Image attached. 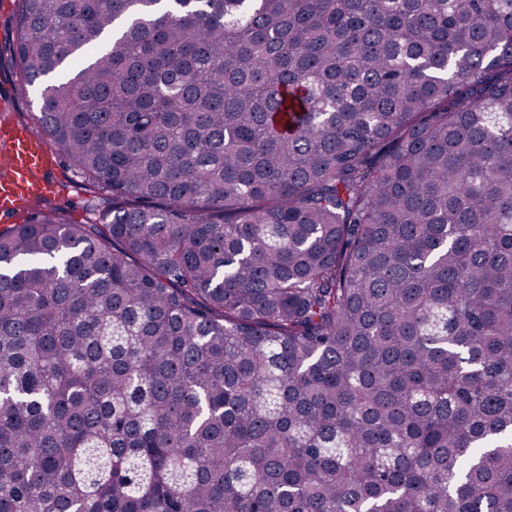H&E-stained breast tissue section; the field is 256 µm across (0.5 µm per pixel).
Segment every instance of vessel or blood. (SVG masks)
Returning a JSON list of instances; mask_svg holds the SVG:
<instances>
[{
  "mask_svg": "<svg viewBox=\"0 0 512 512\" xmlns=\"http://www.w3.org/2000/svg\"><path fill=\"white\" fill-rule=\"evenodd\" d=\"M60 154L30 127L0 122V213H10L34 195L54 193Z\"/></svg>",
  "mask_w": 512,
  "mask_h": 512,
  "instance_id": "1",
  "label": "vessel or blood"
}]
</instances>
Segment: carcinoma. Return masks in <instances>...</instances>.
Listing matches in <instances>:
<instances>
[{"instance_id":"cac0c4a2","label":"carcinoma","mask_w":512,"mask_h":512,"mask_svg":"<svg viewBox=\"0 0 512 512\" xmlns=\"http://www.w3.org/2000/svg\"><path fill=\"white\" fill-rule=\"evenodd\" d=\"M16 2L0 512H512V0ZM39 137L29 126L8 120L0 123L1 215L13 213L25 199L40 194L47 196L52 206L65 210L74 222L84 223L89 214L84 205L81 178L64 158L55 172L61 154L46 142V136ZM53 177L61 187L49 196L56 187Z\"/></svg>"}]
</instances>
